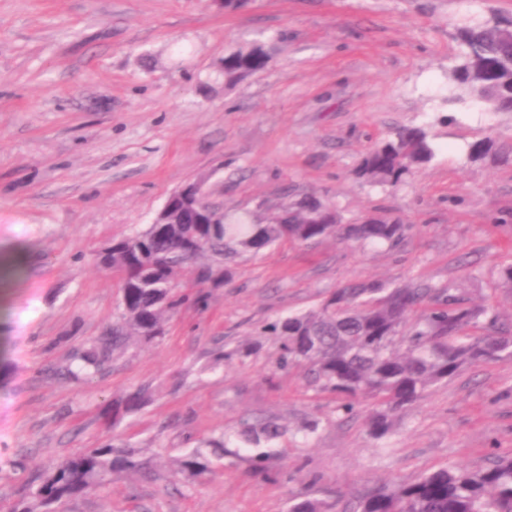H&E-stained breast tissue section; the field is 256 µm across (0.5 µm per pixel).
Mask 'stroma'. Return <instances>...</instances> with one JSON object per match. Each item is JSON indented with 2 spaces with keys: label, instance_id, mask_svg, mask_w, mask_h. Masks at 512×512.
I'll return each mask as SVG.
<instances>
[{
  "label": "stroma",
  "instance_id": "obj_1",
  "mask_svg": "<svg viewBox=\"0 0 512 512\" xmlns=\"http://www.w3.org/2000/svg\"><path fill=\"white\" fill-rule=\"evenodd\" d=\"M491 16L512 18V0H250L236 13L214 0H0V503L109 432L152 458V475L113 476L62 512H287L305 495L354 512L395 482L512 452V360L464 367L377 440L369 403L344 414L305 367L278 370L265 333L370 281L449 288L512 321L495 288L512 264V164L466 157L488 136L512 143V112L453 100L448 84L462 27ZM255 42L272 43L267 66L225 87L224 55ZM409 126L436 146L424 169L395 190L355 179L371 146ZM194 178L240 214L314 195L344 221L411 230L394 249L282 242L205 288V305H183L157 342L71 378V348L118 318V277L98 252ZM257 339V353L214 364ZM139 386L152 403L106 430L103 409ZM254 414L288 426L276 480L226 456L179 483L174 457Z\"/></svg>",
  "mask_w": 512,
  "mask_h": 512
}]
</instances>
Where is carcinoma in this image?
<instances>
[{
    "label": "carcinoma",
    "instance_id": "obj_1",
    "mask_svg": "<svg viewBox=\"0 0 512 512\" xmlns=\"http://www.w3.org/2000/svg\"><path fill=\"white\" fill-rule=\"evenodd\" d=\"M478 38L483 50H469L459 57L448 79L457 99H470L489 112H512V39L483 23L464 28L463 43ZM270 51L261 43L224 55L219 69L224 86L230 88L264 69ZM435 147L423 127H406L393 137L370 148L355 174L374 187L395 189L427 166ZM493 158L512 161V148L491 137L468 146L467 159L482 162ZM323 204L318 198L303 197L293 203L269 207L248 220L209 224L204 242L195 255L193 282L205 283L224 273L233 275L231 262L242 255H256L281 241L311 244L325 238L341 242L397 246L409 224L380 219L375 224H345L336 216L334 224H315L312 213ZM189 224H172V231L156 234L149 224L119 240L127 246L133 262L123 267L119 290L125 295L112 333L100 338L74 358L82 371H99L130 341L152 343L164 335L167 319L188 300L200 302L202 294L182 292L174 282L187 266L179 238ZM421 309L409 332L403 327L413 309ZM278 344V366L286 369L305 364L309 381L319 392L336 395L340 409L350 412L361 396L376 400L370 434L385 438L393 417L416 403L433 385L455 376L466 365L490 360L512 359V330L501 326L496 314L473 306L448 289L430 286L386 288L372 282L336 290L318 308L291 315L268 327ZM152 399L143 387L125 392L112 401L104 414L117 425L140 411ZM287 434L275 417L248 416L234 438L212 439L208 446L228 447L236 440L239 448H259L251 458L258 473L271 477L265 463L266 449ZM212 461L201 449L192 448L172 460L173 473L197 479L211 470ZM148 463L133 449L117 446L111 436L96 448L70 456L40 478L26 483L9 512H50L57 503L85 495L112 480L116 472H144ZM332 504L317 498H295L289 512H332ZM357 512H512V456H498L479 470L457 465L427 472L411 482H399L388 491L374 493L358 505Z\"/></svg>",
    "mask_w": 512,
    "mask_h": 512
}]
</instances>
